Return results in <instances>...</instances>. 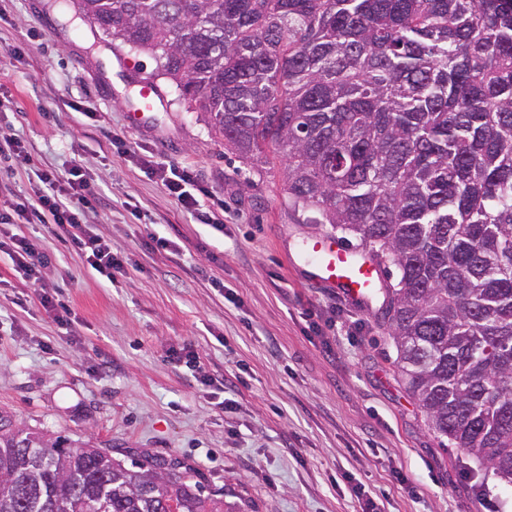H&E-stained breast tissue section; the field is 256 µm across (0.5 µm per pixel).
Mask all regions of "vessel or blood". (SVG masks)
I'll list each match as a JSON object with an SVG mask.
<instances>
[{"label": "vessel or blood", "instance_id": "vessel-or-blood-1", "mask_svg": "<svg viewBox=\"0 0 512 512\" xmlns=\"http://www.w3.org/2000/svg\"><path fill=\"white\" fill-rule=\"evenodd\" d=\"M309 280L368 304L381 283V271L366 250L333 234L313 236L300 251Z\"/></svg>", "mask_w": 512, "mask_h": 512}]
</instances>
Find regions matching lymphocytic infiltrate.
Returning <instances> with one entry per match:
<instances>
[{
	"mask_svg": "<svg viewBox=\"0 0 512 512\" xmlns=\"http://www.w3.org/2000/svg\"><path fill=\"white\" fill-rule=\"evenodd\" d=\"M10 155L28 165L29 192L22 201L0 208V254L6 255L16 272L29 285L40 287V304L54 313L60 325H68L67 314L58 313L53 295L43 290L45 274L52 265L48 253L19 228L24 224H51L86 259L91 270L106 280L125 273L127 261L112 249V241L101 232L98 223L99 197L81 158H74L66 173L34 166L30 151L11 135L0 136V156ZM150 175L161 182L191 217L200 224L211 223L201 199L208 191L199 184L191 167L157 165Z\"/></svg>",
	"mask_w": 512,
	"mask_h": 512,
	"instance_id": "1",
	"label": "lymphocytic infiltrate"
}]
</instances>
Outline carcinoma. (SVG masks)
I'll return each mask as SVG.
<instances>
[{
    "instance_id": "obj_1",
    "label": "carcinoma",
    "mask_w": 512,
    "mask_h": 512,
    "mask_svg": "<svg viewBox=\"0 0 512 512\" xmlns=\"http://www.w3.org/2000/svg\"><path fill=\"white\" fill-rule=\"evenodd\" d=\"M288 200L396 268L386 320L429 429L512 487V0H72ZM49 448L57 462L37 464ZM108 501L98 500L102 482ZM162 457L0 416V512H206Z\"/></svg>"
}]
</instances>
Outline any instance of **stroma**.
Here are the masks:
<instances>
[{
	"instance_id": "1",
	"label": "stroma",
	"mask_w": 512,
	"mask_h": 512,
	"mask_svg": "<svg viewBox=\"0 0 512 512\" xmlns=\"http://www.w3.org/2000/svg\"><path fill=\"white\" fill-rule=\"evenodd\" d=\"M48 3L0 0V127L57 171L81 157L100 229L133 267L107 283L25 226L53 255L45 283L72 323L16 305L27 287L0 258V414L121 461L178 459L223 512H361L359 490L375 512H512V490L442 448L407 394L385 293L365 307L307 280L300 248L331 225L291 207L282 172L228 152L167 80L133 121L152 57L106 46ZM80 98L95 120L65 108ZM157 163L195 169L223 231L147 174ZM155 237L176 252L151 251ZM178 346L196 363L168 361Z\"/></svg>"
}]
</instances>
